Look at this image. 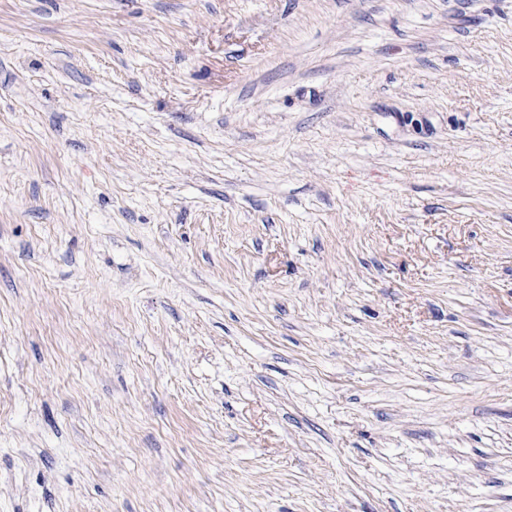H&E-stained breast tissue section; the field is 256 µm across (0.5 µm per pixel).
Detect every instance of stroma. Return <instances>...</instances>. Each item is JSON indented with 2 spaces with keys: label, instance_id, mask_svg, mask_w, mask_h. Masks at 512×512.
<instances>
[{
  "label": "stroma",
  "instance_id": "obj_1",
  "mask_svg": "<svg viewBox=\"0 0 512 512\" xmlns=\"http://www.w3.org/2000/svg\"><path fill=\"white\" fill-rule=\"evenodd\" d=\"M0 512H512V0H0Z\"/></svg>",
  "mask_w": 512,
  "mask_h": 512
}]
</instances>
